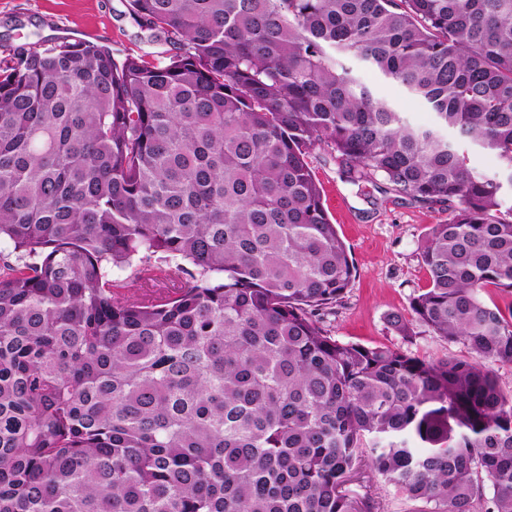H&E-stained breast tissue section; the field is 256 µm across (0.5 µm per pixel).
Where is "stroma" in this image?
<instances>
[{
  "label": "stroma",
  "instance_id": "35a3bbf8",
  "mask_svg": "<svg viewBox=\"0 0 512 512\" xmlns=\"http://www.w3.org/2000/svg\"><path fill=\"white\" fill-rule=\"evenodd\" d=\"M87 40L112 48L118 56L172 54L169 44L148 41L129 18V0H0V44L18 46L44 39ZM358 76L375 96L391 101L417 125L430 122L425 107L402 90L378 79L365 66ZM312 166L323 190L329 218L348 248L355 278L345 297L324 316L322 326L345 343L384 344L405 353L438 360L466 355L419 325L413 337L393 332L386 321L393 312L408 313L411 299L429 286L419 245L435 224L448 221V208L403 197L383 179L353 183L323 151ZM349 489L371 512H410L411 504L394 488L361 472Z\"/></svg>",
  "mask_w": 512,
  "mask_h": 512
}]
</instances>
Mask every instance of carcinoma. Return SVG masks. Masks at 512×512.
<instances>
[{
	"label": "carcinoma",
	"mask_w": 512,
	"mask_h": 512,
	"mask_svg": "<svg viewBox=\"0 0 512 512\" xmlns=\"http://www.w3.org/2000/svg\"><path fill=\"white\" fill-rule=\"evenodd\" d=\"M168 62L0 51V512H512V0H129ZM366 65L425 104L418 127ZM446 203L411 317L430 360L320 325L354 264L308 162ZM495 156L492 175L470 153ZM161 255L162 265L151 260ZM139 259L171 291L118 295ZM357 75L372 89L375 96L395 104L399 112H406L409 119L416 125L428 124L430 114L425 107L410 99L402 90L378 79L363 65H355ZM349 489L357 499L368 503L371 512H409L412 504L396 494L394 488L362 471Z\"/></svg>",
	"instance_id": "carcinoma-1"
}]
</instances>
